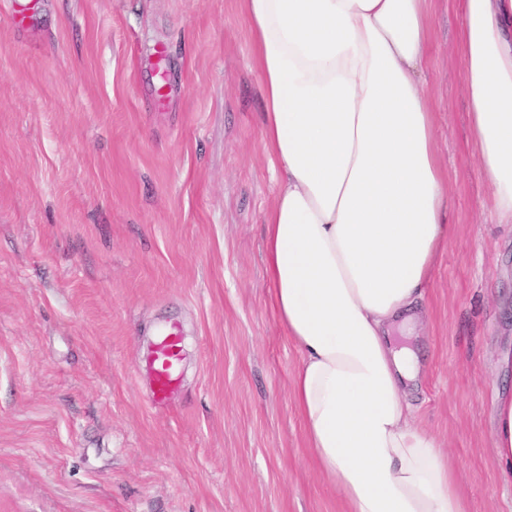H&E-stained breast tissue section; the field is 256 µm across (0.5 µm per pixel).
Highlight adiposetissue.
I'll list each match as a JSON object with an SVG mask.
<instances>
[{
	"label": "adipose tissue",
	"instance_id": "1",
	"mask_svg": "<svg viewBox=\"0 0 512 512\" xmlns=\"http://www.w3.org/2000/svg\"><path fill=\"white\" fill-rule=\"evenodd\" d=\"M277 175L264 219L279 322L302 354L292 397L348 512H469L407 387L415 328L453 226L423 81L430 0H243ZM462 93L490 207L512 223V0H458ZM492 446L512 486V394Z\"/></svg>",
	"mask_w": 512,
	"mask_h": 512
}]
</instances>
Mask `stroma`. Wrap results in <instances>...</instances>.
Wrapping results in <instances>:
<instances>
[{"instance_id":"stroma-1","label":"stroma","mask_w":512,"mask_h":512,"mask_svg":"<svg viewBox=\"0 0 512 512\" xmlns=\"http://www.w3.org/2000/svg\"><path fill=\"white\" fill-rule=\"evenodd\" d=\"M0 0V512H346L292 401L263 223L275 179L242 0ZM457 0L425 78L453 234L411 343L412 403L471 512L512 389V224L469 140ZM182 338L151 400L152 329Z\"/></svg>"}]
</instances>
